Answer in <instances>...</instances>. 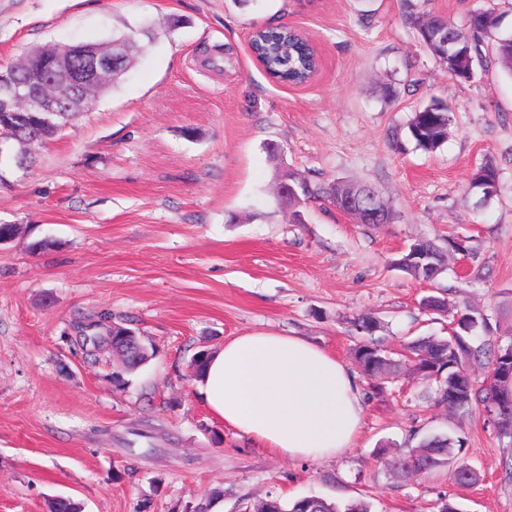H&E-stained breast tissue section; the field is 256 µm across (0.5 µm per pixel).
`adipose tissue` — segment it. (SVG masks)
<instances>
[{"instance_id": "adipose-tissue-1", "label": "adipose tissue", "mask_w": 512, "mask_h": 512, "mask_svg": "<svg viewBox=\"0 0 512 512\" xmlns=\"http://www.w3.org/2000/svg\"><path fill=\"white\" fill-rule=\"evenodd\" d=\"M225 425L278 453L332 456L358 433L362 401L355 375L298 337L253 332L210 355L199 381Z\"/></svg>"}]
</instances>
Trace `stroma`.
I'll list each match as a JSON object with an SVG mask.
<instances>
[{
  "instance_id": "obj_1",
  "label": "stroma",
  "mask_w": 512,
  "mask_h": 512,
  "mask_svg": "<svg viewBox=\"0 0 512 512\" xmlns=\"http://www.w3.org/2000/svg\"><path fill=\"white\" fill-rule=\"evenodd\" d=\"M463 23L512 0H419ZM286 25L314 45L312 82L273 83L252 57L258 26ZM137 36L118 82L38 148L28 169L0 174V512H254L272 497L365 500L371 512H512V438L481 412L424 402L408 372L368 378L353 350L370 316L392 352L448 335L425 296L512 324V75L497 65L459 82L401 19L400 0H0V65L36 46ZM387 82L397 91L376 92ZM436 96L453 108L436 152L388 133ZM500 169L490 200L468 193L486 160ZM317 183L374 186L396 217L360 224L326 202L290 223L279 168ZM463 237L439 283L393 265L417 238ZM111 313L153 356L124 372L111 351L76 343V321ZM300 336L334 354L363 394L351 448L291 459L214 417L191 361L251 332ZM121 374L114 382L113 374ZM435 432L465 439L477 483L451 468L402 476L393 459Z\"/></svg>"
}]
</instances>
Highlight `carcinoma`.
<instances>
[{
    "label": "carcinoma",
    "mask_w": 512,
    "mask_h": 512,
    "mask_svg": "<svg viewBox=\"0 0 512 512\" xmlns=\"http://www.w3.org/2000/svg\"><path fill=\"white\" fill-rule=\"evenodd\" d=\"M402 17L415 30L418 41L439 62L448 75L457 81L474 78L476 66L487 67L499 63L512 74V34H502L503 15L495 8L477 9L467 16L461 25L440 13L421 12L417 0H402ZM452 34L460 38L461 53L445 56L446 47L440 38ZM250 46L253 55L261 63L266 75L281 84L300 85L312 80L317 72V53L307 39L292 28L280 25L256 30ZM63 54V51L45 46L35 47L26 55L27 67L16 75L40 76L47 59ZM57 93L70 106L68 112H0V131L6 134L4 143L14 141L20 150L0 154V166L27 169L36 160L29 147L53 137L70 120L71 113L84 111L81 97L73 94L64 73L57 74ZM452 108L442 99L432 98L416 106L407 122V140L425 152H434L448 139L452 123ZM499 170L487 160L472 173L469 186L482 191L484 198L496 194ZM298 195L288 202V220L300 222L301 213L312 200L328 199L337 209L347 213L351 207L348 193L356 183L337 181L327 187L301 181L297 184ZM466 252L460 241H448V249L439 248L434 242L418 238L409 244V251L401 253L395 266L410 278L434 283L448 268V251ZM97 326L85 332L83 322ZM78 322V343L85 347L96 346L99 336L110 332L107 324L112 314L100 311ZM404 361L430 384L426 398L436 405H445L464 416L474 408L492 410L496 414V430L502 435H512V376H498L487 386L477 379L459 383V371L472 373L477 369H494L502 357L512 350V336H492L487 317L469 307L460 311L451 334L447 337L418 336L404 346ZM355 359L363 372L370 376L390 375L401 361L390 356L380 339L370 335L361 340L354 351ZM465 441L461 436L432 434L424 437L417 447L398 458L394 463L397 472L430 474L454 465V480L461 485L478 481L477 472L462 458ZM280 512H370L364 501L339 505L323 498L312 506L300 497L278 500Z\"/></svg>",
    "instance_id": "carcinoma-1"
}]
</instances>
